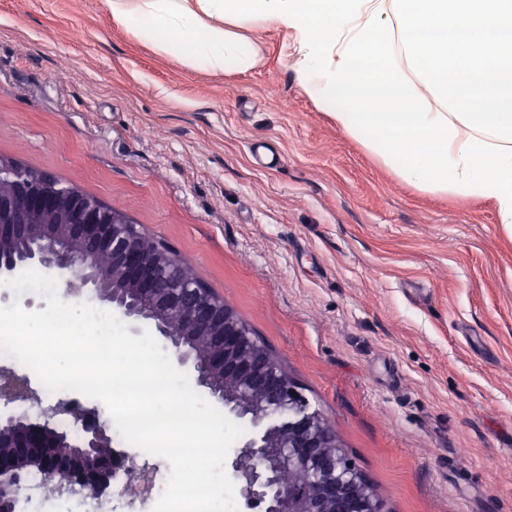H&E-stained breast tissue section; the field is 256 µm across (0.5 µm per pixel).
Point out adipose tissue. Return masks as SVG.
<instances>
[{
    "instance_id": "obj_1",
    "label": "adipose tissue",
    "mask_w": 512,
    "mask_h": 512,
    "mask_svg": "<svg viewBox=\"0 0 512 512\" xmlns=\"http://www.w3.org/2000/svg\"><path fill=\"white\" fill-rule=\"evenodd\" d=\"M115 23L194 69L260 62L242 33H289L293 70L402 181L491 199L512 233V0H106Z\"/></svg>"
}]
</instances>
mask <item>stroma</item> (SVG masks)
<instances>
[{"label": "stroma", "instance_id": "stroma-1", "mask_svg": "<svg viewBox=\"0 0 512 512\" xmlns=\"http://www.w3.org/2000/svg\"><path fill=\"white\" fill-rule=\"evenodd\" d=\"M247 37L260 65L214 74L105 0H0V156L174 247L389 512H512V235L491 201L421 191L342 132L283 31Z\"/></svg>", "mask_w": 512, "mask_h": 512}]
</instances>
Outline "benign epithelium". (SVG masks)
Instances as JSON below:
<instances>
[{"label":"benign epithelium","mask_w":512,"mask_h":512,"mask_svg":"<svg viewBox=\"0 0 512 512\" xmlns=\"http://www.w3.org/2000/svg\"><path fill=\"white\" fill-rule=\"evenodd\" d=\"M0 280L27 269L67 285L66 296L81 302L82 287L91 285L97 299L129 324H154L177 365L208 396L224 405L233 422L250 429L233 446L226 472L238 493L260 512H388L367 477L341 481L336 473L356 474L354 465L327 418L313 408L297 382L270 348L255 345L249 327L224 297L197 281L173 291L171 276L185 262L140 225L77 187L50 174L37 175L15 161L0 160ZM110 254L101 269L96 257ZM204 337L209 347L193 349ZM0 402L27 408L0 415V512H18L26 490L23 475L41 469L62 494L92 491L108 507L112 468L131 480L144 468L114 452L108 427L95 414L83 415V437L72 450L55 456L47 449L68 445L55 429L58 416L72 412V402L43 404L25 376L0 370ZM294 485L279 481L283 469Z\"/></svg>","instance_id":"7a95c632"}]
</instances>
